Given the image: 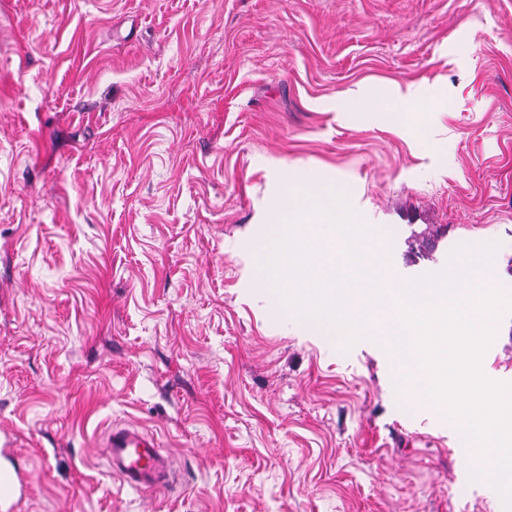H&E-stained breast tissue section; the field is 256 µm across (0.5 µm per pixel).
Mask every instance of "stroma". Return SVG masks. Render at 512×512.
<instances>
[{
    "label": "stroma",
    "instance_id": "1",
    "mask_svg": "<svg viewBox=\"0 0 512 512\" xmlns=\"http://www.w3.org/2000/svg\"><path fill=\"white\" fill-rule=\"evenodd\" d=\"M417 83L435 110L407 112ZM342 189L389 274L498 241L512 290V0H0V434L19 512H503L395 363L254 287L284 172ZM480 368L512 385V312ZM155 433L172 489L110 473ZM103 448L110 471L123 485L138 492H154L169 485L172 464L146 430L128 424L113 425ZM14 440L4 434L0 438V511L13 512L29 484L28 473L15 462L12 453Z\"/></svg>",
    "mask_w": 512,
    "mask_h": 512
}]
</instances>
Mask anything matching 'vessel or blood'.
Instances as JSON below:
<instances>
[{"label": "vessel or blood", "instance_id": "1", "mask_svg": "<svg viewBox=\"0 0 512 512\" xmlns=\"http://www.w3.org/2000/svg\"><path fill=\"white\" fill-rule=\"evenodd\" d=\"M12 437L0 440V512H14L29 484L28 473L15 462ZM105 456L113 475L139 492H154L170 483L172 464L153 435L139 427L114 425L105 436Z\"/></svg>", "mask_w": 512, "mask_h": 512}]
</instances>
